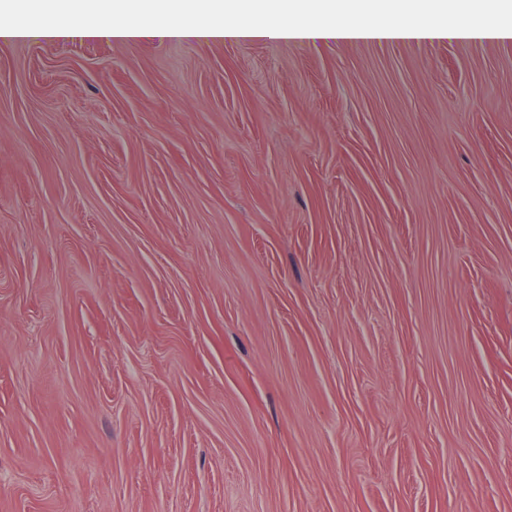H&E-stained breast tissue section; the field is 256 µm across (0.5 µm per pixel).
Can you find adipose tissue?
I'll use <instances>...</instances> for the list:
<instances>
[{
	"mask_svg": "<svg viewBox=\"0 0 512 512\" xmlns=\"http://www.w3.org/2000/svg\"><path fill=\"white\" fill-rule=\"evenodd\" d=\"M507 0H38L32 22L0 13V41L511 40ZM494 14L477 23L476 14Z\"/></svg>",
	"mask_w": 512,
	"mask_h": 512,
	"instance_id": "ef3b65f1",
	"label": "adipose tissue"
}]
</instances>
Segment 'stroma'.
Masks as SVG:
<instances>
[{
	"label": "stroma",
	"instance_id": "1",
	"mask_svg": "<svg viewBox=\"0 0 512 512\" xmlns=\"http://www.w3.org/2000/svg\"><path fill=\"white\" fill-rule=\"evenodd\" d=\"M0 512H512V41L0 43Z\"/></svg>",
	"mask_w": 512,
	"mask_h": 512
}]
</instances>
